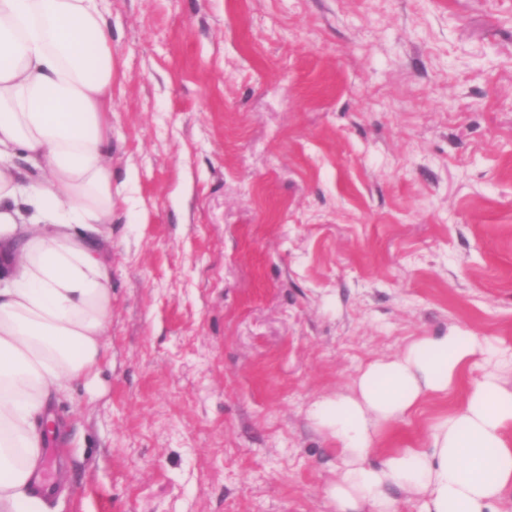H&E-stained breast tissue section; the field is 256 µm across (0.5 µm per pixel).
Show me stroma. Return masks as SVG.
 Returning a JSON list of instances; mask_svg holds the SVG:
<instances>
[{
    "instance_id": "obj_1",
    "label": "stroma",
    "mask_w": 512,
    "mask_h": 512,
    "mask_svg": "<svg viewBox=\"0 0 512 512\" xmlns=\"http://www.w3.org/2000/svg\"><path fill=\"white\" fill-rule=\"evenodd\" d=\"M102 12L112 316L97 381L49 404L45 512H336L317 401L423 336L512 350V0Z\"/></svg>"
}]
</instances>
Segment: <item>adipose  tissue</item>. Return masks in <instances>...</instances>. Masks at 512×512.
I'll return each mask as SVG.
<instances>
[{
    "label": "adipose tissue",
    "instance_id": "1",
    "mask_svg": "<svg viewBox=\"0 0 512 512\" xmlns=\"http://www.w3.org/2000/svg\"><path fill=\"white\" fill-rule=\"evenodd\" d=\"M112 35L101 0H0V512H44L42 421L65 382H91L112 314ZM477 337L425 336L368 364L314 418L335 437L337 512H512V386L473 382L424 448L371 456L385 426L448 393Z\"/></svg>",
    "mask_w": 512,
    "mask_h": 512
}]
</instances>
